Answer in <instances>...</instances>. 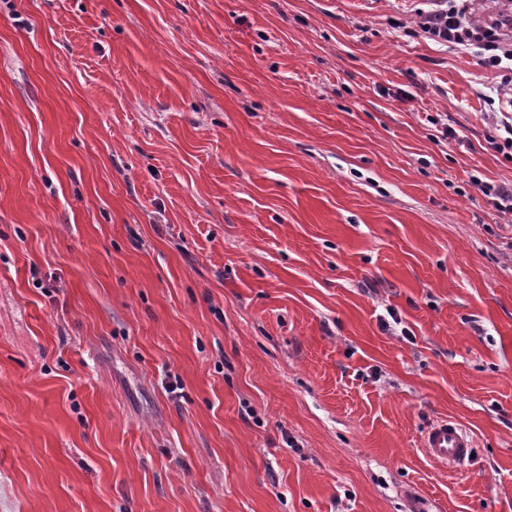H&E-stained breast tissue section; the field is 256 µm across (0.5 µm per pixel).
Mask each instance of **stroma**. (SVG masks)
Segmentation results:
<instances>
[{"label":"stroma","instance_id":"35a3bbf8","mask_svg":"<svg viewBox=\"0 0 512 512\" xmlns=\"http://www.w3.org/2000/svg\"><path fill=\"white\" fill-rule=\"evenodd\" d=\"M424 5L0 0V512H512L502 76ZM475 185L485 197L490 198L496 208L502 213L512 214V185H495L481 180ZM422 446L434 462L462 469L472 458L475 442L457 422L445 418L427 428Z\"/></svg>","mask_w":512,"mask_h":512}]
</instances>
